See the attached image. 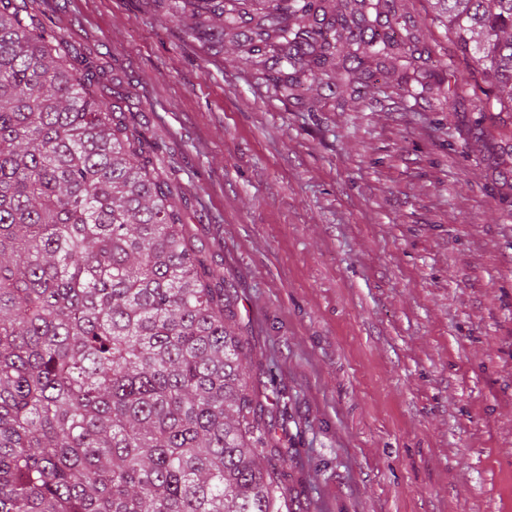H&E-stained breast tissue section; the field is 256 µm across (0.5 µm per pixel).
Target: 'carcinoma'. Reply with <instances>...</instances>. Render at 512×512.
Listing matches in <instances>:
<instances>
[{
	"label": "carcinoma",
	"instance_id": "obj_1",
	"mask_svg": "<svg viewBox=\"0 0 512 512\" xmlns=\"http://www.w3.org/2000/svg\"><path fill=\"white\" fill-rule=\"evenodd\" d=\"M26 0H0V512H291L223 274L183 223L159 146L105 71L66 52ZM214 44L255 22L242 64L295 95L357 92L364 57L418 80L396 0H182ZM483 76L478 107L512 112V0H431ZM344 76L329 75L339 48ZM432 76L456 96L448 64Z\"/></svg>",
	"mask_w": 512,
	"mask_h": 512
}]
</instances>
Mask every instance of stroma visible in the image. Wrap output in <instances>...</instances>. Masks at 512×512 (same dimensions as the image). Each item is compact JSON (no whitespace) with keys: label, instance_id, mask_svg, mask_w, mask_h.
I'll list each match as a JSON object with an SVG mask.
<instances>
[{"label":"stroma","instance_id":"1","mask_svg":"<svg viewBox=\"0 0 512 512\" xmlns=\"http://www.w3.org/2000/svg\"><path fill=\"white\" fill-rule=\"evenodd\" d=\"M425 71L367 98L283 96L173 23L175 0H29L164 145L183 219L229 280L295 512H512V112L477 110L428 0Z\"/></svg>","mask_w":512,"mask_h":512}]
</instances>
